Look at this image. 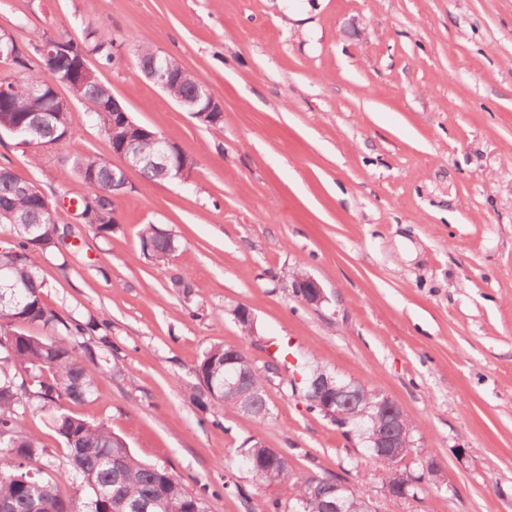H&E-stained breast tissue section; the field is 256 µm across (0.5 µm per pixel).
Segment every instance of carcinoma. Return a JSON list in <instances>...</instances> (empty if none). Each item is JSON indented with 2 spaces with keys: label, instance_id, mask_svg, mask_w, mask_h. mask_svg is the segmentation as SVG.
<instances>
[{
  "label": "carcinoma",
  "instance_id": "obj_1",
  "mask_svg": "<svg viewBox=\"0 0 512 512\" xmlns=\"http://www.w3.org/2000/svg\"><path fill=\"white\" fill-rule=\"evenodd\" d=\"M46 34L38 33L26 43L0 36V63L24 72L9 83L8 96L0 99V133L23 138L35 148L59 143L69 128V113L55 112L54 96L46 89L47 75L38 60L46 44ZM112 34L88 29L83 38L66 39V45L79 53L96 54L103 63L112 62ZM83 98L99 105L94 111L103 132L112 129V91L98 77L88 81ZM146 185L170 181L175 169L140 165ZM70 173L88 187L81 208L94 206L92 225L110 232L118 224L113 208V183L121 179L119 170L91 155H76ZM0 209L11 216H0V229L13 242L0 252V508L5 512H137L143 503H156L150 512H206L203 495L189 491L167 469L136 458L126 442L103 423H93L68 412L66 405L88 402L95 393L94 374L89 364L94 354L81 336H97L107 331L104 318L64 321L43 302L44 282L36 255L58 248L68 235L58 228L55 214L45 207V195L34 182L0 167ZM142 254L155 262H165L176 251L171 234L154 224L139 233ZM27 326L50 329L51 335L37 336ZM215 344L205 353L196 374L208 397L224 409L242 411L260 398H267L265 377L250 363L238 370L251 380L250 389L224 390V351ZM21 366L29 378L17 379L10 367ZM369 390L355 385L345 404L349 410H362ZM34 412L48 407L47 415L67 450L66 462L52 460L37 439L26 432L20 421V406ZM249 472L258 488L278 480L295 479L296 497L292 512H331L336 492L331 483L312 475L291 473L285 455L259 443L247 441L244 449ZM379 471L381 484H399L397 466L391 452L369 457ZM55 472V479L43 473Z\"/></svg>",
  "mask_w": 512,
  "mask_h": 512
}]
</instances>
